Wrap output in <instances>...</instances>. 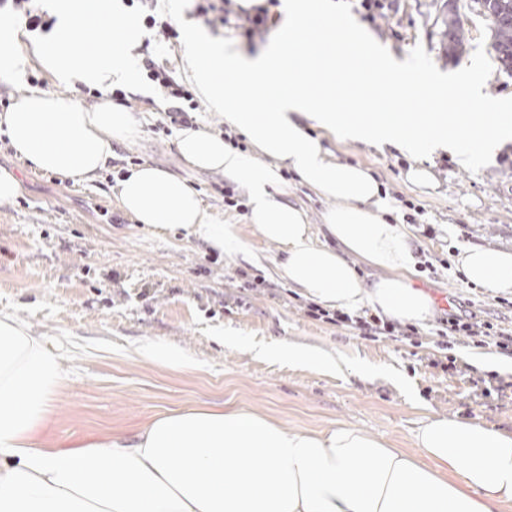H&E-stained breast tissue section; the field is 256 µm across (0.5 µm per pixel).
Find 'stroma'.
I'll return each instance as SVG.
<instances>
[{"label": "stroma", "mask_w": 512, "mask_h": 512, "mask_svg": "<svg viewBox=\"0 0 512 512\" xmlns=\"http://www.w3.org/2000/svg\"><path fill=\"white\" fill-rule=\"evenodd\" d=\"M382 2L370 18L358 0H345L348 14L410 71L444 76L449 86L480 84L479 100L465 106L471 120L500 101L512 102V77L500 69L490 23L469 12L470 0H457L466 50L453 60L441 35L445 0ZM127 100L142 133L113 143L109 169L87 183L33 171L0 140V168L24 185L21 196L0 206V310L12 311L65 356L40 431L45 444L130 437L166 414L227 407L249 408L296 430L356 425L407 451L433 412L512 431V370L469 362L471 345L438 350L434 334L449 311L512 329V304L445 269L418 268L413 285L432 301L418 339L370 341L308 317L297 289L275 272L274 245L253 239L262 257L257 265L215 258L195 237L181 231L156 236L120 210L113 196L120 170L148 163L184 178L225 223L246 222L243 211L225 206L223 176L188 167L176 132L158 128L161 105L141 94ZM309 133L340 161L368 168L390 196L421 205L423 215L409 228L415 252L452 261L469 245L512 250V141L468 169L453 150L437 151L429 161L436 187L424 192L408 181L414 160L398 147L340 141L316 127ZM425 224L435 237L422 235ZM232 335L257 343L287 340L351 365L368 362L375 373L361 378L274 363L240 351L229 343ZM148 339L189 352L199 369L176 372L139 358L136 349ZM433 358L454 365L430 366Z\"/></svg>", "instance_id": "35a3bbf8"}]
</instances>
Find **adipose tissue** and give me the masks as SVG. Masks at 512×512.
I'll list each match as a JSON object with an SVG mask.
<instances>
[{
	"label": "adipose tissue",
	"instance_id": "obj_1",
	"mask_svg": "<svg viewBox=\"0 0 512 512\" xmlns=\"http://www.w3.org/2000/svg\"><path fill=\"white\" fill-rule=\"evenodd\" d=\"M49 39L26 47L0 21V83L38 63L56 82L101 91H141L136 50L141 31L116 18L112 0H54ZM281 33L247 55L191 25L181 73L209 111L245 135L264 155L257 162L201 128H182L179 153L191 166L220 173L246 197L247 220L281 254L277 273L324 308H368L402 323L426 321L429 296L415 288L411 237L387 216L391 204L369 170L334 161L305 122L338 139L398 145L425 156L438 127L474 164L477 142L512 139V105L484 113L479 127L448 121V104L412 118L376 111L380 93L411 74L371 31L345 24L338 0H280ZM113 30L110 42L88 32ZM375 62L363 70L356 50ZM31 169L76 183L92 180L112 157L113 143L141 134L136 117L111 100L85 108L71 96L32 87L0 113V134ZM331 200L321 228L286 201L283 169ZM119 208L157 234L182 231L212 251L258 263L237 225L217 220L184 179L150 164L117 181ZM379 269L366 280L358 264ZM457 267L494 295L512 294V250L461 249ZM63 356L7 310H0V512H502L512 504V432L476 418L430 414L413 451L388 447L366 430L339 423L291 431L255 411L189 409L169 414L132 437L72 449L46 447L34 431L63 373Z\"/></svg>",
	"mask_w": 512,
	"mask_h": 512
}]
</instances>
